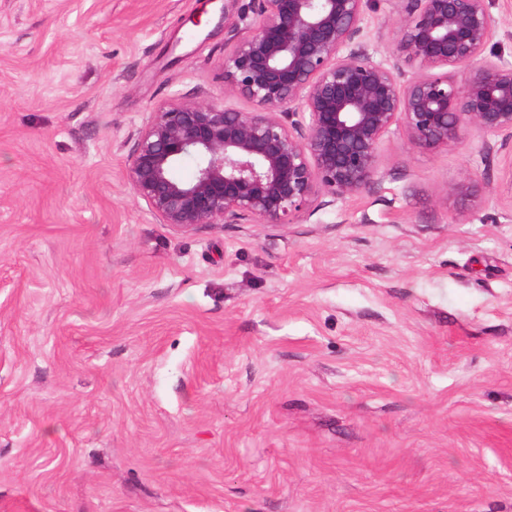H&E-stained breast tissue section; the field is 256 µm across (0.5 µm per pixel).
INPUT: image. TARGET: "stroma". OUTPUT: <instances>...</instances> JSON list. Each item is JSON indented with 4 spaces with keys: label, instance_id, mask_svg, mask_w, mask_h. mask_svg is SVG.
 I'll return each mask as SVG.
<instances>
[{
    "label": "stroma",
    "instance_id": "obj_1",
    "mask_svg": "<svg viewBox=\"0 0 512 512\" xmlns=\"http://www.w3.org/2000/svg\"><path fill=\"white\" fill-rule=\"evenodd\" d=\"M223 10L0 0V512H512V157L396 127L292 223H160L137 131L253 108Z\"/></svg>",
    "mask_w": 512,
    "mask_h": 512
}]
</instances>
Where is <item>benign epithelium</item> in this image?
<instances>
[{
    "label": "benign epithelium",
    "instance_id": "benign-epithelium-1",
    "mask_svg": "<svg viewBox=\"0 0 512 512\" xmlns=\"http://www.w3.org/2000/svg\"><path fill=\"white\" fill-rule=\"evenodd\" d=\"M388 59L361 42L368 0H252L256 22L224 57L237 112L207 100L162 106L137 132L125 177L163 224H290L320 193L374 181L392 127L413 150L475 132L512 154V65L492 40L494 0H399ZM196 159L191 179L174 176ZM477 203L475 175L454 185Z\"/></svg>",
    "mask_w": 512,
    "mask_h": 512
}]
</instances>
